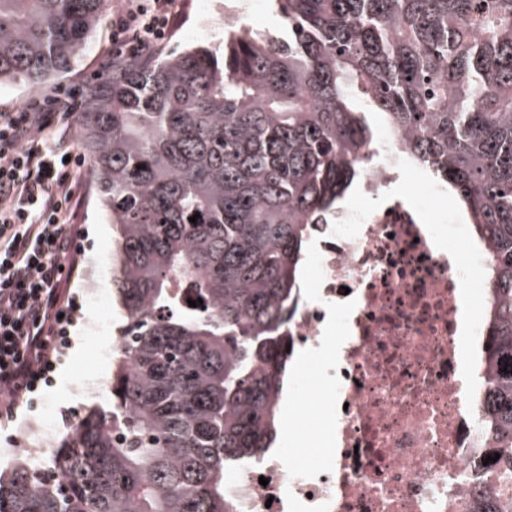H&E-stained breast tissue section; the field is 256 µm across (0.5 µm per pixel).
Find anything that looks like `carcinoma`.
<instances>
[{"instance_id": "cac0c4a2", "label": "carcinoma", "mask_w": 512, "mask_h": 512, "mask_svg": "<svg viewBox=\"0 0 512 512\" xmlns=\"http://www.w3.org/2000/svg\"><path fill=\"white\" fill-rule=\"evenodd\" d=\"M108 2L0 0V82L58 79ZM272 5L282 37L234 20L222 53L120 58L89 83L79 137L122 319L112 418L92 408L61 441L58 480L18 459L0 512H227L281 429L313 225L368 166L373 113L492 254L487 451L512 458V0Z\"/></svg>"}]
</instances>
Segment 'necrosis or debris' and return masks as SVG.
Returning a JSON list of instances; mask_svg holds the SVG:
<instances>
[{
  "mask_svg": "<svg viewBox=\"0 0 512 512\" xmlns=\"http://www.w3.org/2000/svg\"><path fill=\"white\" fill-rule=\"evenodd\" d=\"M372 152L364 205L316 227L314 285L289 328L311 352L339 346L322 366L332 400L317 422L330 452L316 468L262 454L229 482L231 512H472L483 492L512 502V476L489 478L484 465L488 363L478 357L468 384L459 372L463 345L487 342L490 293L466 329L458 314L492 258L460 211L418 219L448 188L419 174L397 136Z\"/></svg>",
  "mask_w": 512,
  "mask_h": 512,
  "instance_id": "4bbe7bcc",
  "label": "necrosis or debris"
}]
</instances>
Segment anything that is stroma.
Returning a JSON list of instances; mask_svg holds the SVG:
<instances>
[{
	"label": "stroma",
	"instance_id": "obj_1",
	"mask_svg": "<svg viewBox=\"0 0 512 512\" xmlns=\"http://www.w3.org/2000/svg\"><path fill=\"white\" fill-rule=\"evenodd\" d=\"M243 0H175L174 25L170 36L151 52L152 57L161 58L192 45L217 46L224 41L223 28L205 29L202 25L204 11L213 8L220 11L230 7L237 9L242 24L255 30L278 33L280 25L268 7L246 9ZM112 46V12L104 10L97 26L89 34L86 46L74 61L69 73L56 83L34 91L19 83L0 84V107L10 110H23L36 102L49 103L59 91H82L87 81L101 74L103 68L100 58ZM83 197L75 214L74 221L82 231L84 251L79 256L81 265L72 283L71 291L78 303L77 316L71 329V346L57 363L52 375L53 382L34 395L32 406L22 407L15 423L0 431V474L8 475L14 467L16 449L26 447L27 428L30 423L43 417L50 419L62 430L79 426L91 407L99 406L111 409V399L98 400L79 395L76 387L88 367H95L104 376L112 374L111 357L101 358L97 365H90L91 346L86 340L88 324L105 320L106 325L98 341L99 346L112 349L117 336L116 319L113 311L116 307L112 296V279L103 277L100 281L101 299L91 298L82 268L86 261L94 260L107 263L112 255V231L106 224L98 203L95 184L90 166L81 169ZM321 360L307 361L299 370L304 399L291 405L289 412L296 418L309 420L314 411L330 400V393L320 375Z\"/></svg>",
	"mask_w": 512,
	"mask_h": 512
}]
</instances>
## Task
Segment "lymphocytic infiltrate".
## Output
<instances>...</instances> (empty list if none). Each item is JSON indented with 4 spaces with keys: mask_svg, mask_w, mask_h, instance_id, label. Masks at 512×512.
Here are the masks:
<instances>
[{
    "mask_svg": "<svg viewBox=\"0 0 512 512\" xmlns=\"http://www.w3.org/2000/svg\"><path fill=\"white\" fill-rule=\"evenodd\" d=\"M173 0H115L112 40L141 56L170 33ZM71 97L50 107L0 111V424L16 420L26 396L48 382L77 304L62 267L80 254L72 224L82 159L64 127Z\"/></svg>",
    "mask_w": 512,
    "mask_h": 512,
    "instance_id": "obj_1",
    "label": "lymphocytic infiltrate"
}]
</instances>
